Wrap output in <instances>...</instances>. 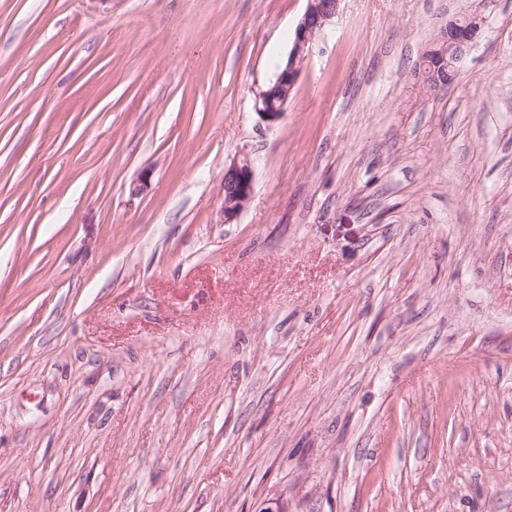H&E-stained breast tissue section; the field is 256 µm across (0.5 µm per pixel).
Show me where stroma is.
Listing matches in <instances>:
<instances>
[{
  "label": "stroma",
  "mask_w": 512,
  "mask_h": 512,
  "mask_svg": "<svg viewBox=\"0 0 512 512\" xmlns=\"http://www.w3.org/2000/svg\"><path fill=\"white\" fill-rule=\"evenodd\" d=\"M306 7L0 0V512H512V0ZM339 2L340 0H308V6L295 28L287 62L276 77L277 85L290 89L296 84L314 38L336 16ZM469 23L472 26H469L466 30H462L456 19L450 20L444 34L447 42L459 47L466 53L477 43L483 32L481 26L477 28L473 27L479 23V18H473ZM479 32H481V34H478ZM439 47V44H437L422 57L424 83L430 88L439 85H442L441 87L451 85L460 66V61L455 60L451 55H448L445 59L441 57L438 52ZM253 188L254 173L250 159L247 156L233 159L224 170V191L229 195L223 206L225 221L234 220L245 208Z\"/></svg>",
  "instance_id": "obj_1"
}]
</instances>
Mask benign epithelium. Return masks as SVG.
I'll list each match as a JSON object with an SVG mask.
<instances>
[{"instance_id": "7a95c632", "label": "benign epithelium", "mask_w": 512, "mask_h": 512, "mask_svg": "<svg viewBox=\"0 0 512 512\" xmlns=\"http://www.w3.org/2000/svg\"><path fill=\"white\" fill-rule=\"evenodd\" d=\"M339 2L340 0H308V6L295 28L287 62L276 77L277 85L290 89L296 84L314 38L336 16ZM478 23L479 19L474 18L470 20V27L462 30L457 20L449 21L448 28L445 29L446 41L465 52L469 51L480 38L482 27ZM265 96L266 92L262 88L255 92V109L263 122L272 124L281 118L284 107L270 110L262 107L261 102L265 100ZM253 188L254 173L250 159L243 156L232 160L224 170V190L229 195L223 206L225 221L234 220L245 208Z\"/></svg>"}]
</instances>
